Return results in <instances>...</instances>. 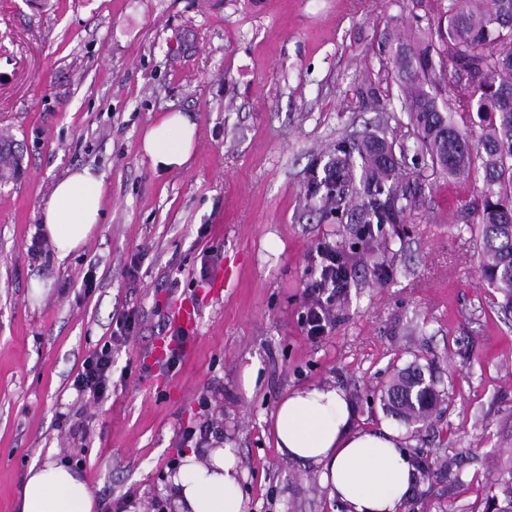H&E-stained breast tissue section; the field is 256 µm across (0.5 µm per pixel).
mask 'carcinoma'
Returning <instances> with one entry per match:
<instances>
[{
  "label": "carcinoma",
  "mask_w": 512,
  "mask_h": 512,
  "mask_svg": "<svg viewBox=\"0 0 512 512\" xmlns=\"http://www.w3.org/2000/svg\"><path fill=\"white\" fill-rule=\"evenodd\" d=\"M437 25L422 46H414L399 30L388 40L397 45L391 64L405 92L416 149L428 157L432 173L450 178L481 176L482 186L466 210L479 224L480 276L503 295L512 311V0H436ZM456 79L448 94V109L426 90L446 86L448 64ZM475 114L482 127L473 140L448 112ZM396 143L385 137H364L348 147L336 144V178L310 171L307 191L324 204L340 203L354 180L352 153L361 159L364 200L354 209L359 224H399L415 206L425 175L414 179V190L399 185L401 163ZM383 411L410 424L425 420L440 404L425 370L416 363L400 369L380 396ZM417 479L452 469L448 456L414 455ZM490 496L496 512H512V465L498 472Z\"/></svg>",
  "instance_id": "obj_1"
}]
</instances>
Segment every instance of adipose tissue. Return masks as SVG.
I'll return each instance as SVG.
<instances>
[{"label":"adipose tissue","mask_w":512,"mask_h":512,"mask_svg":"<svg viewBox=\"0 0 512 512\" xmlns=\"http://www.w3.org/2000/svg\"><path fill=\"white\" fill-rule=\"evenodd\" d=\"M196 124L187 115H163L143 135L153 169L168 172L192 158ZM101 175L78 168L57 180L39 213L41 230L57 261H65L96 232L104 215ZM345 393L316 384L288 392L271 415L280 454L314 466L329 498L346 512H401L414 482L403 433L391 426L353 428ZM243 474L234 449L212 448L207 458L184 453L172 476L179 512H245ZM83 476L48 459L32 464L23 480L20 512H96Z\"/></svg>","instance_id":"adipose-tissue-1"}]
</instances>
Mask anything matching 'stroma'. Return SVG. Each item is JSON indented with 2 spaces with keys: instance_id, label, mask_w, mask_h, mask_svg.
I'll return each instance as SVG.
<instances>
[{
  "instance_id": "1",
  "label": "stroma",
  "mask_w": 512,
  "mask_h": 512,
  "mask_svg": "<svg viewBox=\"0 0 512 512\" xmlns=\"http://www.w3.org/2000/svg\"><path fill=\"white\" fill-rule=\"evenodd\" d=\"M431 4L0 0V137L20 145L24 167L0 186V512H17L28 466L49 455L83 473L99 512L172 501L187 426L204 433L199 454L234 448L245 512H343L315 467L279 454L267 419L289 389L329 383L353 427H379L381 389L414 361L433 370L443 402L405 428L408 446L458 467L402 512H481L512 460V313L481 282L478 230L463 220L480 181L430 176L411 218L374 225L366 245L307 195L310 168L369 133L408 145L404 182L424 169L385 43L396 26L428 32ZM171 111L196 123L195 151L160 173L141 138ZM78 167L105 179L101 224L65 262L31 255L52 184ZM325 242L351 279L315 342L301 311ZM184 301L200 319L172 368L153 354ZM125 313L136 330L112 341ZM107 342L112 393L95 403L73 379Z\"/></svg>"
}]
</instances>
